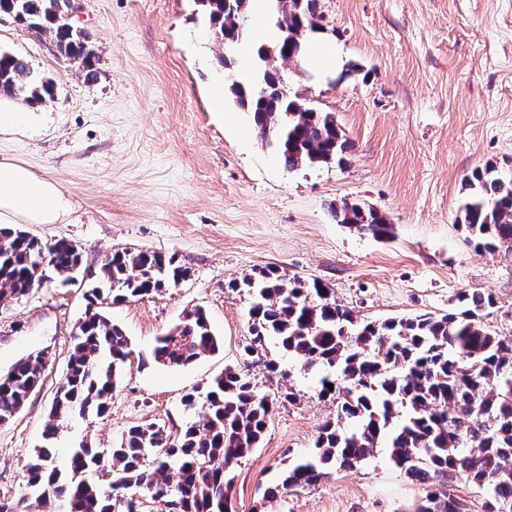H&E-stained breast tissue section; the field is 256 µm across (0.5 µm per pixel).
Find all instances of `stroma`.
<instances>
[{
    "label": "stroma",
    "instance_id": "stroma-1",
    "mask_svg": "<svg viewBox=\"0 0 512 512\" xmlns=\"http://www.w3.org/2000/svg\"><path fill=\"white\" fill-rule=\"evenodd\" d=\"M70 18L95 49L96 79L59 58L50 34L0 19V47L56 77L55 100L28 125L0 133V161L58 181L73 209L60 224H31L42 240L78 244L88 267L121 248L157 251L189 270L178 285L107 307L133 353L104 416L63 429L58 462L87 440L108 448L131 425L178 433L182 396L225 367L247 369L278 401L259 448L234 468V512H407L423 495L387 449L350 471L262 500L258 485L311 454L336 415L320 376L275 339L247 353L250 298L242 283L262 269L318 280L358 319L380 322L451 311L458 295L489 294L484 319L512 339V250L489 254L466 242L460 207L475 169L492 165L512 183V0H317V33L352 76L302 60L277 66L289 96L333 113L349 143L337 166L288 169L264 147L232 100L213 111L224 71L196 0H75ZM373 207L392 226L379 239L336 223L341 202ZM83 290L52 283L0 309V375L21 358L47 355L43 383L0 425V500L27 492L26 465L41 445L85 311ZM202 307L218 352L167 368L149 362L157 336Z\"/></svg>",
    "mask_w": 512,
    "mask_h": 512
}]
</instances>
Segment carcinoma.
<instances>
[{
    "label": "carcinoma",
    "instance_id": "1",
    "mask_svg": "<svg viewBox=\"0 0 512 512\" xmlns=\"http://www.w3.org/2000/svg\"><path fill=\"white\" fill-rule=\"evenodd\" d=\"M58 0H0V18L39 35L50 32L60 55L93 79L96 71L86 35L57 14ZM216 37H234L219 56L221 67L237 62L234 53L250 42L247 10L224 11L221 0H199ZM277 30L273 44L253 45L250 75L231 79L228 90L249 115L262 144L289 169L335 162L349 149L334 113L306 107L286 93L281 75L269 66V52L282 54L285 40L313 28L316 0H269ZM56 81L23 57L0 48V97L29 105L54 98ZM477 169L478 188L461 206V226L474 249L493 253L512 248V183ZM336 223L376 238L391 224L372 207L344 202L332 208ZM45 270H40V266ZM188 268L173 255L138 249L115 250L96 270L83 266L79 245L47 243L24 230L0 226V308L26 298L42 278L85 288L86 307L76 323L64 381L46 421V441L90 414L109 410L112 391L133 353L123 330L101 306L143 298L187 278ZM252 298L251 335L257 346L271 336L303 367L324 372L322 392L336 397V419L320 427L316 451L281 472L262 499L282 489L313 485L329 470L353 469L382 444L390 459L425 495L411 512H455L448 475L457 474L484 493V512L512 507V340L484 323L492 301L474 291L458 297L443 315L422 313L361 322L336 304L331 289L314 281L286 279L273 269L245 278ZM205 312L194 308L156 339V363L181 367L219 349ZM46 356L18 361L0 376V423L11 420L40 387ZM332 387H327V384ZM198 420L177 435L153 422L130 426L110 448L81 442L64 466L37 449L27 464L28 493L0 501V512H143L142 497L165 504L168 512H224L233 469L259 447L273 412L274 398L259 390L238 367H226L203 394L182 398ZM175 469L176 479L168 474ZM97 474L112 476L104 485Z\"/></svg>",
    "mask_w": 512,
    "mask_h": 512
}]
</instances>
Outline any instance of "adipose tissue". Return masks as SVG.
<instances>
[{
  "label": "adipose tissue",
  "instance_id": "1",
  "mask_svg": "<svg viewBox=\"0 0 512 512\" xmlns=\"http://www.w3.org/2000/svg\"><path fill=\"white\" fill-rule=\"evenodd\" d=\"M71 212L60 184L37 177L27 166L0 161V223L58 224Z\"/></svg>",
  "mask_w": 512,
  "mask_h": 512
}]
</instances>
